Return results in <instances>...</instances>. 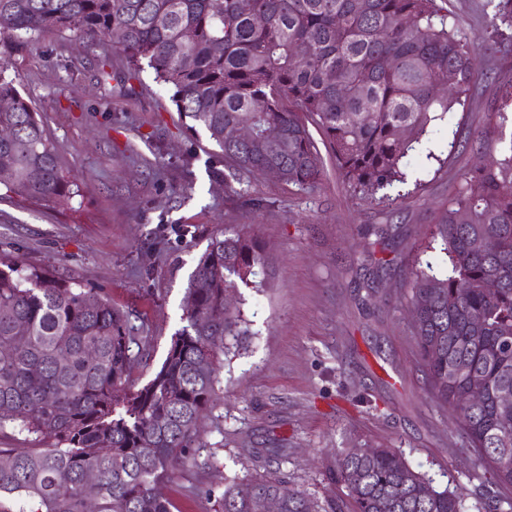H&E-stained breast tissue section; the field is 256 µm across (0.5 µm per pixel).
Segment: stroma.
<instances>
[{"mask_svg": "<svg viewBox=\"0 0 512 512\" xmlns=\"http://www.w3.org/2000/svg\"><path fill=\"white\" fill-rule=\"evenodd\" d=\"M463 35L485 34L487 0H448ZM21 93L40 113L61 164L75 175L72 207L0 200V259L74 280L129 312L152 345L133 373L142 387L182 327L186 291L210 237L251 225L267 262L255 285L239 287L250 334L219 371V399L202 418L201 470L161 486L178 512H219L228 475H275L320 498L335 493L331 470L345 448H396L412 469L466 505L496 495L512 512V486L465 455L454 413L433 403L418 370L412 318L403 304L410 250L435 224L464 171L483 159L475 146L500 86L512 84V51H476L478 80L468 115L449 113L431 151L409 178L424 188L392 204L360 199L327 165L319 187L300 192L272 176L248 197L224 191V155L192 129L151 68L129 78L109 46L76 50L48 30L0 53ZM111 65L108 94L95 87ZM462 130L468 145L451 148ZM266 200L254 210L249 197Z\"/></svg>", "mask_w": 512, "mask_h": 512, "instance_id": "1", "label": "stroma"}]
</instances>
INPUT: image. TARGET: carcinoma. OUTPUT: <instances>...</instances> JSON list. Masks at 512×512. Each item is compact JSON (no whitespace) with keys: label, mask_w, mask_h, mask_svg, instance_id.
<instances>
[{"label":"carcinoma","mask_w":512,"mask_h":512,"mask_svg":"<svg viewBox=\"0 0 512 512\" xmlns=\"http://www.w3.org/2000/svg\"><path fill=\"white\" fill-rule=\"evenodd\" d=\"M490 31L470 39L449 20L448 0H0V44L22 46L54 29L109 41L132 67L147 62L177 110L224 152V190L243 196L269 166L300 191L315 188L325 160L343 182L383 202L407 184L410 152L448 113L466 108L482 48L505 50L512 0H489ZM454 82L439 95L436 86ZM481 146L495 163L460 174L427 248L448 272L414 261L407 307L431 398L460 411L467 451L512 485V139L499 129L512 109L501 90ZM0 190L68 207L79 190L62 168L39 113L0 62ZM249 125L254 135L236 137ZM283 149L271 154L266 133ZM483 238L487 249L472 242ZM266 258L248 224L209 238L191 277L184 325L152 378L131 389L149 337L130 314L71 280L0 264V431L50 440L48 448H0V512H173L157 487L196 463L203 412L217 398L223 341L248 335L227 289L250 284ZM478 386L484 398L467 400ZM346 494L319 501L283 480L224 477L220 512H468L413 470L394 448L336 455Z\"/></svg>","instance_id":"carcinoma-1"}]
</instances>
